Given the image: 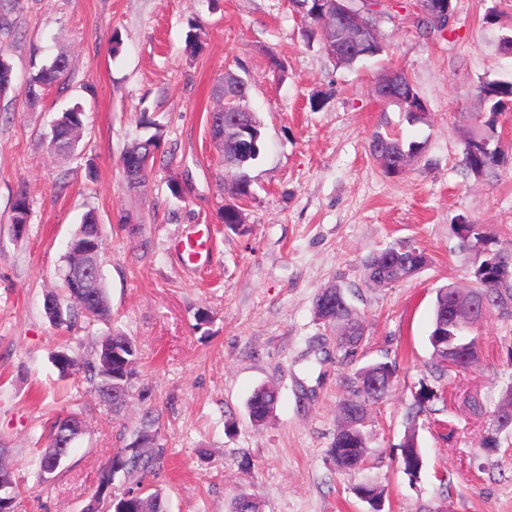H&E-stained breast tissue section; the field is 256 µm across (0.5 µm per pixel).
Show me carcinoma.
<instances>
[{
	"mask_svg": "<svg viewBox=\"0 0 512 512\" xmlns=\"http://www.w3.org/2000/svg\"><path fill=\"white\" fill-rule=\"evenodd\" d=\"M22 0H0V57L3 56V47L9 45L13 37V30L6 21V16L21 8ZM293 6L299 7L297 13L308 23L305 30L307 43H317L321 51H327L326 40L329 33L321 24V0H291ZM448 25V18H437L422 12L418 13L417 27L425 34L441 33ZM69 73V64L65 57L58 56L49 65L40 67L30 73L24 96L28 103L37 102L44 91L52 86L65 84ZM483 100L490 104L489 117L481 121L478 128L466 133L463 141V163L471 174L482 178L492 176L499 166L504 163V151L498 140L495 139L497 116L501 112L512 109V79H502L482 84L479 88ZM85 111L81 104L62 111L55 120L56 140L55 150L59 153L70 154L75 151L79 133L84 127ZM251 125L252 133L248 140L253 142L247 156L241 158L234 149L227 145L224 147V186L228 187L230 198L249 197L252 195L251 184L247 175L248 167L258 159L262 140V124L256 113L246 116ZM141 123L154 129V132L145 139L133 142L124 151L121 163L131 157H137L144 167L143 178H148L157 154L163 143L162 126L144 117ZM370 150L375 160H380L384 153L389 166L384 168L385 173L393 174V169H404L415 160L422 150L417 142H405L399 135L390 131H377L373 134ZM30 204L25 193L17 194L13 204L12 223L28 224ZM463 222L470 224L471 234L468 243L482 244L483 250L493 251L501 245L486 236L483 227L463 218ZM416 250L404 248H388L370 256L364 261V276L379 285H390L403 278L409 277L418 271L416 268ZM472 285L466 296L471 304L477 306L473 311H463L451 318L450 325L441 328V320L448 316V307L452 306V292L444 286L437 289L434 320L428 340L432 348V367L438 377H444L440 370L438 358L443 350L451 347L461 353L475 346L476 337L471 335L472 328L482 319L478 306L485 299L495 303V307L505 314H512V280L503 282L485 269V258L473 255L472 266L469 271ZM65 295L58 298L50 296L66 305L70 311H77L90 321L102 319L110 315L107 289L100 290L98 306L90 307L85 304L81 295L73 288L66 277H61ZM314 312L321 323L329 328L336 327V321L342 320L349 327L357 330L363 329L364 321L351 306L348 298V289L332 284L321 289L316 295ZM113 346L123 352L122 363L129 367L131 374H136L139 360V348L128 337L117 334L112 338ZM106 348V341H101L95 350V357L85 362L81 369L86 380L92 385V390L98 395L102 405L107 411L114 414L120 412L128 403L130 393L112 398L104 396V385L110 380L109 372L105 368L102 357ZM374 369L389 378L383 383L381 394L371 396L364 385L370 371L366 368L356 370L349 379V397L340 405V413L346 421L352 420V412L359 408L362 411L361 419H366L368 407L384 398L391 388L390 379L394 377L396 365L381 361L374 364ZM278 403V392L275 388L260 385L254 389L249 401V415L253 423L263 424L273 415ZM495 432L483 439V448L492 451L497 448L496 432L512 427V387L501 397L497 407L492 411ZM72 415L66 414L58 417L50 426L47 435V446L42 452L41 460L51 458L53 448L57 446L59 434L70 430L69 424ZM401 447V462L405 472L412 478L418 477L423 457L416 438L415 431L406 435ZM367 437L364 428L359 426L350 432L343 427L337 429L336 434L327 450V457L333 466L343 463L352 468L363 464L367 453ZM164 451L156 447V433L152 425H144L137 430L131 441L117 449L109 458L102 470L95 497L102 512H114L115 507L122 506L127 512H167L166 500L162 491L156 485L163 468ZM121 477L124 487L112 490L116 477Z\"/></svg>",
	"mask_w": 512,
	"mask_h": 512,
	"instance_id": "cac0c4a2",
	"label": "carcinoma"
}]
</instances>
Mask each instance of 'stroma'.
Here are the masks:
<instances>
[{
    "mask_svg": "<svg viewBox=\"0 0 512 512\" xmlns=\"http://www.w3.org/2000/svg\"><path fill=\"white\" fill-rule=\"evenodd\" d=\"M389 4L384 53L339 68L306 44L289 0H23L7 52L14 89L0 97V460L19 488L18 512H85L124 434L148 421L165 450L158 484L168 512H231L243 493L261 512H368L354 491L367 477L385 489L382 512H512V430L498 433L497 449L482 448L488 412L512 386V316L487 314L476 329L478 364L445 380L432 371L428 342L437 289L470 286L472 256L452 224L468 217L512 245V111L497 122L508 159L496 178L465 170L461 137L486 112L482 82L512 76V56L500 49L512 35V0H452L449 28L431 35L417 27L415 0ZM193 19L205 49L191 58ZM61 54L70 63L65 85L25 103L28 74ZM273 56L284 74L270 69ZM391 68L411 79L425 122L376 98V80ZM228 69L247 79L263 134L238 227L218 217L229 194L208 125ZM76 102L86 125L65 158L46 135ZM144 115L163 125L175 160L131 191L120 159L146 136ZM385 129L424 145L398 175L370 153ZM174 177L186 183L184 197L171 195ZM21 191L31 216L18 234L11 217ZM90 210L102 226L111 318L58 326L45 300L59 293L61 258ZM200 224L212 247L194 265L176 244ZM390 247L417 249L427 262L391 285L368 282L364 260ZM333 283L349 289L364 319L350 359L314 315L317 293ZM112 334L140 350L132 397L116 415L81 374L61 375L52 360L61 349L90 360ZM377 360L395 362L392 388L368 410L362 469L338 471L327 450L339 405L353 372ZM262 384L276 387L279 402L257 426L247 400ZM424 386L440 397L418 415ZM474 398L486 415L474 414ZM70 412L84 433L45 474L49 426ZM411 430L423 455L414 479L399 449Z\"/></svg>",
    "mask_w": 512,
    "mask_h": 512,
    "instance_id": "1",
    "label": "stroma"
}]
</instances>
